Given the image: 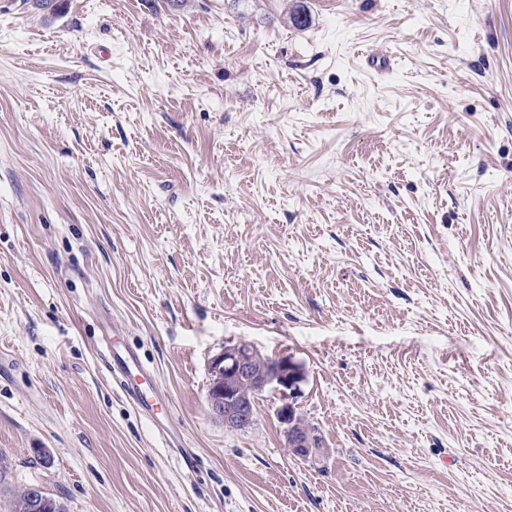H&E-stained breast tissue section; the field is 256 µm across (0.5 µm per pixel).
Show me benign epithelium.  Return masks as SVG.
<instances>
[{"label":"benign epithelium","mask_w":512,"mask_h":512,"mask_svg":"<svg viewBox=\"0 0 512 512\" xmlns=\"http://www.w3.org/2000/svg\"><path fill=\"white\" fill-rule=\"evenodd\" d=\"M207 407L210 415L230 430H245L253 424L256 405L264 393L278 399L275 415L289 451L306 459L327 452L324 440L303 422L297 406L307 380L304 364L292 355L265 358L250 342L227 343L210 362Z\"/></svg>","instance_id":"benign-epithelium-1"}]
</instances>
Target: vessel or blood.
Wrapping results in <instances>:
<instances>
[{
    "label": "vessel or blood",
    "mask_w": 512,
    "mask_h": 512,
    "mask_svg": "<svg viewBox=\"0 0 512 512\" xmlns=\"http://www.w3.org/2000/svg\"><path fill=\"white\" fill-rule=\"evenodd\" d=\"M106 347L109 353L107 369L123 394L135 403L143 416L153 421L158 420L166 403L152 384V370L118 340H107Z\"/></svg>",
    "instance_id": "vessel-or-blood-1"
}]
</instances>
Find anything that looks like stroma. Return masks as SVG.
<instances>
[{
    "label": "stroma",
    "instance_id": "obj_1",
    "mask_svg": "<svg viewBox=\"0 0 512 512\" xmlns=\"http://www.w3.org/2000/svg\"><path fill=\"white\" fill-rule=\"evenodd\" d=\"M241 339L328 454L210 416ZM0 452L68 512H512V0H0ZM104 341L109 353V360L106 361L107 369L123 394L135 403L143 416L161 425L159 414L165 411L166 403L152 383L153 371L141 362L135 352L116 338L112 337L111 340L107 337ZM133 375H135L134 379Z\"/></svg>",
    "mask_w": 512,
    "mask_h": 512
}]
</instances>
